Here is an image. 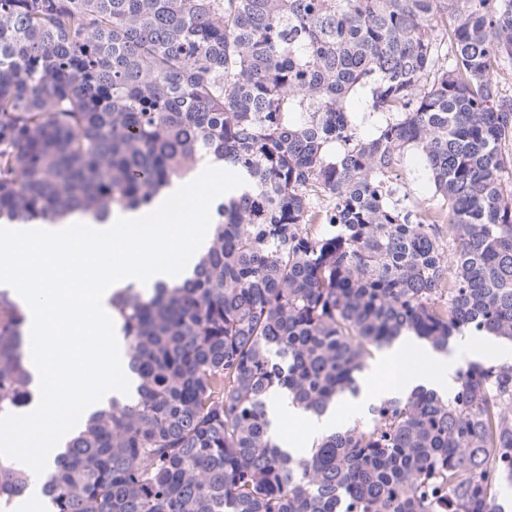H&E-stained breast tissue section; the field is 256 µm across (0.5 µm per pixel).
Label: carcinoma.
Returning <instances> with one entry per match:
<instances>
[{"instance_id":"1","label":"carcinoma","mask_w":512,"mask_h":512,"mask_svg":"<svg viewBox=\"0 0 512 512\" xmlns=\"http://www.w3.org/2000/svg\"><path fill=\"white\" fill-rule=\"evenodd\" d=\"M512 0H0V222L224 198L191 277L112 292L130 392L43 481L50 512H504L512 364L379 399L290 453L405 333L512 342ZM377 116L366 134L363 124ZM0 289V415L34 397ZM30 483L0 457V501ZM269 419L271 420V430L278 439V442L282 444L283 449L294 451L291 444L280 439L281 424L288 418H295L300 415L299 410L296 407H292L287 401L279 399L278 397H272L269 406Z\"/></svg>"}]
</instances>
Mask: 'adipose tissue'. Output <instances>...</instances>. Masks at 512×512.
Listing matches in <instances>:
<instances>
[{
  "instance_id": "ef3b65f1",
  "label": "adipose tissue",
  "mask_w": 512,
  "mask_h": 512,
  "mask_svg": "<svg viewBox=\"0 0 512 512\" xmlns=\"http://www.w3.org/2000/svg\"><path fill=\"white\" fill-rule=\"evenodd\" d=\"M413 356L415 364L398 382L378 381L374 377L363 378L358 396L340 398L320 416L308 415L307 423L313 435L334 431L343 417L370 401L384 397L405 395L415 387L422 386L438 393H447L453 383L457 365L448 355L414 339L400 338L389 352L390 365L402 364L406 356Z\"/></svg>"
}]
</instances>
